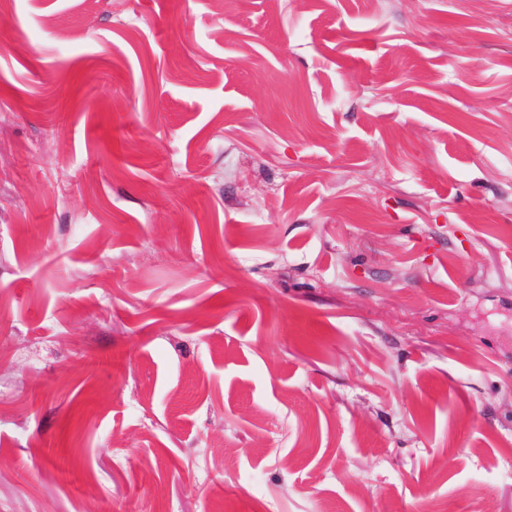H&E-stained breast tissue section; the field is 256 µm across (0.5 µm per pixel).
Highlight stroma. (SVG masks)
<instances>
[{"instance_id":"stroma-1","label":"stroma","mask_w":512,"mask_h":512,"mask_svg":"<svg viewBox=\"0 0 512 512\" xmlns=\"http://www.w3.org/2000/svg\"><path fill=\"white\" fill-rule=\"evenodd\" d=\"M0 298V512H512V0H14Z\"/></svg>"}]
</instances>
